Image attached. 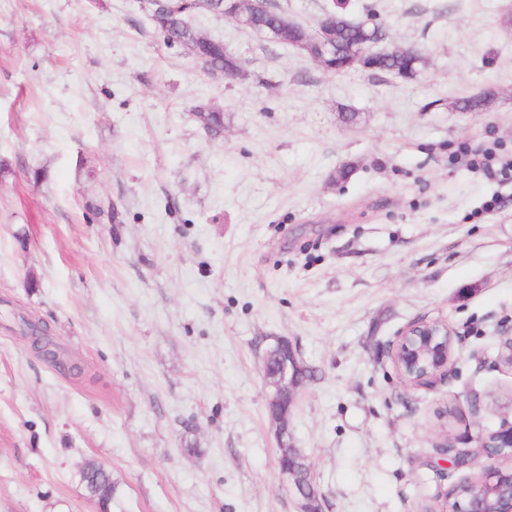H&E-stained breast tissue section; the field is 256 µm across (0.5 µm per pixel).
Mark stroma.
I'll list each match as a JSON object with an SVG mask.
<instances>
[{"mask_svg": "<svg viewBox=\"0 0 512 512\" xmlns=\"http://www.w3.org/2000/svg\"><path fill=\"white\" fill-rule=\"evenodd\" d=\"M370 5L427 55L416 78L336 75L190 13L243 61L227 83L164 45L147 0H0V512H99L88 459L117 484L108 512H298L262 367L281 337L307 371L288 435L322 512H441L480 478L483 458L435 461L512 421V368L494 364L512 180L461 151L512 155V0L344 12ZM490 88L483 111L452 110ZM198 106L223 112L219 136ZM23 316L77 371L31 350ZM419 318L456 334L427 388L389 355Z\"/></svg>", "mask_w": 512, "mask_h": 512, "instance_id": "1", "label": "stroma"}]
</instances>
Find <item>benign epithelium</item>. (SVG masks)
<instances>
[{
    "instance_id": "benign-epithelium-1",
    "label": "benign epithelium",
    "mask_w": 512,
    "mask_h": 512,
    "mask_svg": "<svg viewBox=\"0 0 512 512\" xmlns=\"http://www.w3.org/2000/svg\"><path fill=\"white\" fill-rule=\"evenodd\" d=\"M241 6L225 15L235 22L244 19L242 11L266 8L269 0H232ZM347 21L337 12H327L320 19L315 31L311 33L310 44L316 49L318 58L323 60L333 45L334 28ZM385 38L365 39L357 42L347 59L336 64L338 70L362 69L373 71L376 61L383 57L402 55L410 64L426 61V56L417 48H403L394 44H384ZM455 334L448 324L440 320H418L409 324L397 336L390 351V357L403 381L411 386H426L435 379L448 375L453 364ZM279 357L277 367L265 372L270 379L269 400L293 402L298 387V377L302 367L297 361L292 344L286 339H279L268 350ZM477 447L488 464L483 469L481 479L467 483L469 494L457 502L453 512H488V502L495 503L494 512H512V468L504 470L502 460L509 457L512 463V421H504L493 431L479 430L476 435ZM448 457V462L456 468L471 464V452L456 448L453 444L440 449ZM281 475L286 486L292 488L299 500L298 512H321L316 507L319 493L313 483L298 482L294 479L288 466L281 468Z\"/></svg>"
}]
</instances>
